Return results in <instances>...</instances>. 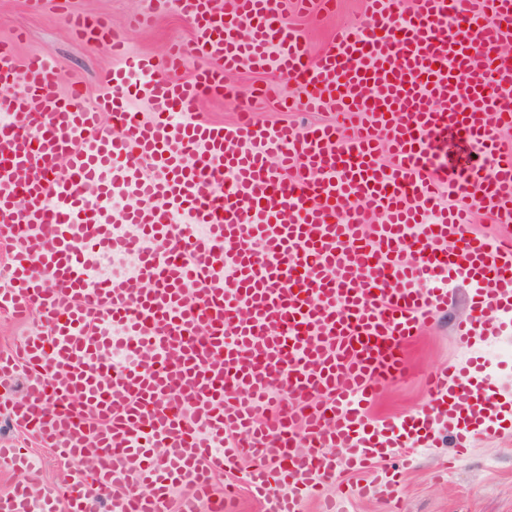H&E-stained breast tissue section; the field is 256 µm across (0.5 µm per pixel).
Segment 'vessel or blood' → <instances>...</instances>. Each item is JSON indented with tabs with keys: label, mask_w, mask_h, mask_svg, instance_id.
<instances>
[{
	"label": "vessel or blood",
	"mask_w": 512,
	"mask_h": 512,
	"mask_svg": "<svg viewBox=\"0 0 512 512\" xmlns=\"http://www.w3.org/2000/svg\"><path fill=\"white\" fill-rule=\"evenodd\" d=\"M173 4L190 44L159 63L113 41L122 63L92 105L82 87L58 92L46 58L20 64L0 44V243L12 247L0 310L40 315L0 352L1 379L28 372L0 413L91 464L16 484L0 512H170L184 483L179 512H224L211 479L251 451L265 512H301L337 472L442 430L463 459L504 411L480 383L483 357L434 372L421 413L374 422L366 406L447 306V284L474 286L460 343L512 326V0H366L362 22L314 61L289 20L335 0ZM69 21L81 38L112 32L101 17ZM240 69L295 80L305 111L335 123L201 118L200 99ZM134 95L153 119L128 112ZM443 185L461 207L439 206ZM474 206L497 236L470 231ZM112 253L134 272L96 278ZM122 350L134 361L117 371ZM278 387L287 398L274 400ZM362 491L398 505L400 477Z\"/></svg>",
	"instance_id": "1"
}]
</instances>
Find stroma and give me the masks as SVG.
<instances>
[{
    "instance_id": "stroma-1",
    "label": "stroma",
    "mask_w": 512,
    "mask_h": 512,
    "mask_svg": "<svg viewBox=\"0 0 512 512\" xmlns=\"http://www.w3.org/2000/svg\"><path fill=\"white\" fill-rule=\"evenodd\" d=\"M107 18L115 33L125 37L134 54L162 57L173 42H190L191 24L169 0H69L67 10L52 5H35L34 0H0V42L13 44L19 60L41 55L56 62V79L60 93L72 85L85 88L89 102L110 94L106 73L118 66L105 43L83 41L68 28L67 12ZM362 0H338L334 14L319 18H300L311 54H320L336 37V31L360 21ZM276 83L279 91L297 95L294 82L275 74H255L241 70L227 75L228 94L205 98L199 106L207 120L232 124L242 107H250L259 123L267 126L333 121L334 113L283 112L275 99L251 100L252 87ZM471 286L456 282L448 288V309L432 325L426 326L403 350L407 373L383 387L377 394L370 413L373 417L406 416L421 411L428 395L423 377L432 368L453 363L466 365L471 356L452 334L454 321L468 309ZM512 342V329L487 345L482 354L488 362L483 375L487 387L512 411V361L500 362L495 352L499 344ZM0 446L25 448L36 462L37 477L44 482L61 478L68 470L50 449L41 447L30 434L17 429L0 416ZM451 449L447 440L416 449L412 458L396 452L374 465L377 473L405 467L402 486L404 512H512V421L502 424L499 435L477 437L470 456L454 469L446 463Z\"/></svg>"
}]
</instances>
